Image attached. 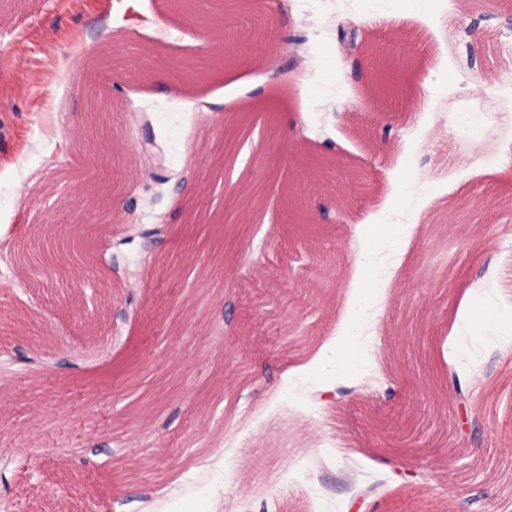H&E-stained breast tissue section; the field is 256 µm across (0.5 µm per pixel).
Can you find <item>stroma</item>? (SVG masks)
<instances>
[{
    "label": "stroma",
    "instance_id": "obj_1",
    "mask_svg": "<svg viewBox=\"0 0 512 512\" xmlns=\"http://www.w3.org/2000/svg\"><path fill=\"white\" fill-rule=\"evenodd\" d=\"M481 0H260L231 23L298 35L297 53L199 82L225 29L174 0H0V226L10 245L64 214L86 160L75 80L106 41L115 106L99 172L122 208L86 266L52 277L0 262V512H512V26ZM353 32L340 45L336 27ZM398 42L401 104L371 92L372 43ZM269 192L228 229L220 275L182 260L242 212L225 133ZM149 121L161 202L133 148ZM473 202L453 224L442 201ZM135 224H165L151 262L104 268ZM151 277H144V269ZM66 368L21 369L16 350ZM347 362L337 366V350ZM87 371H79V364ZM97 447L99 467L74 455Z\"/></svg>",
    "mask_w": 512,
    "mask_h": 512
}]
</instances>
